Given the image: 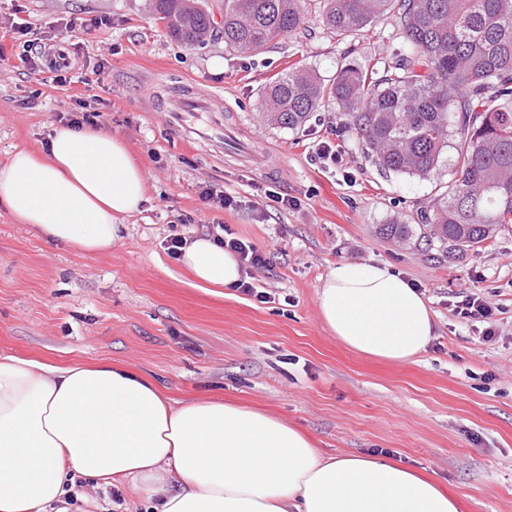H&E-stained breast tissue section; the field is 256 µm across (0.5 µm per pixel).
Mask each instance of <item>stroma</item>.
I'll list each match as a JSON object with an SVG mask.
<instances>
[{"label":"stroma","instance_id":"obj_1","mask_svg":"<svg viewBox=\"0 0 512 512\" xmlns=\"http://www.w3.org/2000/svg\"><path fill=\"white\" fill-rule=\"evenodd\" d=\"M150 0H0V26L26 23L31 38L65 44L69 83L47 56L0 49V165L19 150L44 151L76 105L99 113L144 170L147 192L110 254L53 244L0 207V354L65 365L108 363L149 381L176 405L202 400L275 415L326 455L381 456L447 487L460 512H512V225L467 255L430 259L384 239L380 224L413 223L447 180L386 174L345 129L329 103L301 129H276L259 114L263 85L289 66L333 79L345 62L389 61V21L339 41L319 10L302 32L262 54L233 55L221 36L188 47L170 39ZM160 98H150L148 84ZM189 85L211 93L223 122L221 148L175 133L163 101ZM339 145L328 167L316 143ZM213 185L240 196L234 211L200 197ZM292 199V207L271 193ZM221 222L265 254L256 277L261 303L236 291L198 288L166 249L169 236L208 233ZM388 264L428 301L435 335L415 361L387 363L342 346L318 310L321 280L337 262ZM470 290L498 307V334L456 316L451 301ZM71 512H149L132 488L73 495Z\"/></svg>","mask_w":512,"mask_h":512}]
</instances>
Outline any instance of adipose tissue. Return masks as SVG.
Returning <instances> with one entry per match:
<instances>
[{
  "label": "adipose tissue",
  "mask_w": 512,
  "mask_h": 512,
  "mask_svg": "<svg viewBox=\"0 0 512 512\" xmlns=\"http://www.w3.org/2000/svg\"><path fill=\"white\" fill-rule=\"evenodd\" d=\"M142 166L124 141L55 127L47 153L0 165V205L47 240L111 251L145 200ZM212 288L241 278L214 236L179 257ZM323 323L347 348L408 362L434 336L424 296L383 263L341 261L318 291ZM135 484L155 512H459L455 496L399 464L323 456L287 421L221 401L173 405L153 384L109 365L58 366L0 355V512H57L76 480Z\"/></svg>",
  "instance_id": "ef3b65f1"
}]
</instances>
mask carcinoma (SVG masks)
I'll list each match as a JSON object with an SVG mask.
<instances>
[{"label": "carcinoma", "instance_id": "1", "mask_svg": "<svg viewBox=\"0 0 512 512\" xmlns=\"http://www.w3.org/2000/svg\"><path fill=\"white\" fill-rule=\"evenodd\" d=\"M312 0H224L221 21L202 0H152L153 19L193 47L218 32L224 49L263 53L305 26ZM343 40L385 18L400 39L391 60L344 64L325 83L292 67L261 91L265 122L295 130L337 104L380 169L427 179L454 150L441 192L415 224L377 233L440 259L480 247L512 224V0H318Z\"/></svg>", "mask_w": 512, "mask_h": 512}]
</instances>
